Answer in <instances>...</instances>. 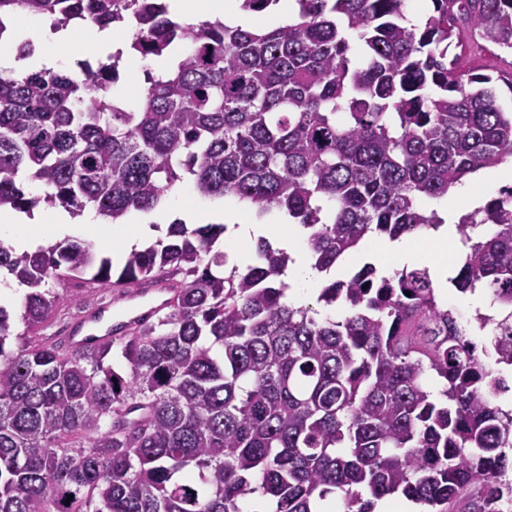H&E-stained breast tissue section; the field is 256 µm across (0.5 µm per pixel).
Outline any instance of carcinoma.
<instances>
[{
  "label": "carcinoma",
  "mask_w": 512,
  "mask_h": 512,
  "mask_svg": "<svg viewBox=\"0 0 512 512\" xmlns=\"http://www.w3.org/2000/svg\"><path fill=\"white\" fill-rule=\"evenodd\" d=\"M405 0H297L271 30L184 27L162 0H0L5 19L49 15L101 27L131 18V48L188 51L146 72L141 106L109 97L117 63L84 78L41 70L0 77V207L114 222L150 214L176 184L278 212L305 234L328 276L318 319L288 303L291 256L258 239L250 264L219 249L223 224L177 219L114 264L66 240L15 252L0 243V512H374L401 495L449 512H497L512 472V411L499 381L460 338L429 268L390 276L367 262L331 273L364 239L443 224L424 206L512 158V108L496 80L465 71L472 40L512 53V0H430L411 24ZM42 193L35 195L30 188ZM468 252L452 280L507 312L498 348L512 359V186L459 218ZM167 277L172 303L112 345H30L69 280L132 288ZM72 500H67V496Z\"/></svg>",
  "instance_id": "carcinoma-1"
}]
</instances>
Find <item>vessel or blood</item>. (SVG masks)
<instances>
[{"label":"vessel or blood","instance_id":"1","mask_svg":"<svg viewBox=\"0 0 512 512\" xmlns=\"http://www.w3.org/2000/svg\"><path fill=\"white\" fill-rule=\"evenodd\" d=\"M170 292L167 283L153 282L128 291L116 303L108 297L100 298L93 312L82 318L88 337L102 343L108 341L111 334L135 328L142 319L165 310Z\"/></svg>","mask_w":512,"mask_h":512}]
</instances>
